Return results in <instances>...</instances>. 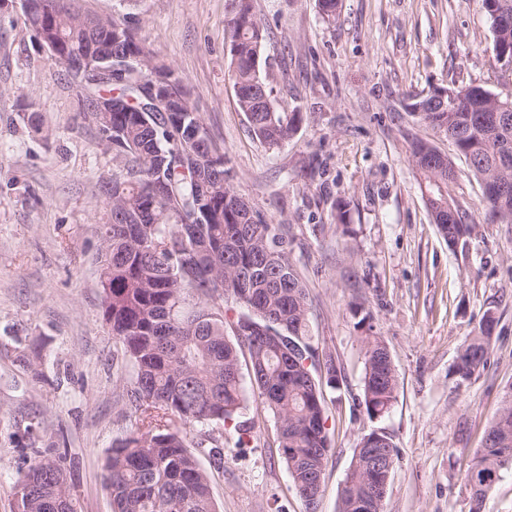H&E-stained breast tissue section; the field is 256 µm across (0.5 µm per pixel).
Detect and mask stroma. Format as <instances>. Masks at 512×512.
Wrapping results in <instances>:
<instances>
[{
	"mask_svg": "<svg viewBox=\"0 0 512 512\" xmlns=\"http://www.w3.org/2000/svg\"><path fill=\"white\" fill-rule=\"evenodd\" d=\"M225 3L80 0L90 14L136 17L192 91L234 187L288 233L313 343L344 377L325 391L332 449L319 512H338L353 452L379 427L398 447L385 512H471L465 471L512 389V224L490 215L464 157L404 97L452 84L499 92L491 21L479 0H340L331 18L317 0H253L268 29L262 70L275 102L304 114L296 137L272 150L236 104ZM78 94L21 9L0 11V512H16L14 487L39 452L61 459L78 512H112L105 460L137 432L126 396L134 368L104 320L96 263L103 187L121 168L78 114ZM415 139L450 156L454 193L478 226L456 250L422 199ZM312 157L311 181L301 170ZM338 198L353 236L331 222ZM357 304L372 329L360 326ZM489 309L500 321L487 363L457 385L450 370ZM370 331L399 376L398 399L378 421L358 404ZM247 416L246 447L228 432L223 459L199 458L218 512H307L259 394Z\"/></svg>",
	"mask_w": 512,
	"mask_h": 512,
	"instance_id": "stroma-1",
	"label": "stroma"
}]
</instances>
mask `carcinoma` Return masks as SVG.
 Wrapping results in <instances>:
<instances>
[{"label": "carcinoma", "instance_id": "1", "mask_svg": "<svg viewBox=\"0 0 512 512\" xmlns=\"http://www.w3.org/2000/svg\"><path fill=\"white\" fill-rule=\"evenodd\" d=\"M77 0H30L23 11L34 40L59 46L55 62L83 55L92 42L112 48L118 57L112 73L67 70L82 83V112L109 98L113 111L92 122L101 143L122 164L125 176L112 180L104 194L108 219L100 226L103 248L97 262L103 289L104 319L134 365L127 397L138 432L112 448L105 464L112 512H217L209 475L195 449L224 459L219 436L197 442L183 433L187 425L221 424L248 434L243 419L247 395L240 365L249 356L251 387L277 419L276 442L301 497L316 503L324 462L330 452L323 385H340L335 358L323 362L325 377L313 375L316 349L309 327L308 291L290 260L288 235L270 224L235 190L230 159L213 146L195 100L187 98V123L199 130L196 146L172 117L152 118L164 108L150 92L153 75L180 86L181 75L161 62L135 22L81 12ZM225 30L230 43L232 79L238 108L251 115L255 136L278 148L297 134L303 113L273 102V87L261 73L266 29L253 0H227ZM407 111L448 137L478 181L483 202L502 224H512V112L494 120L492 112H455L429 94L407 95ZM411 159L420 191L440 235L454 249L474 233L468 212L450 189L456 171L446 154L426 141L411 143ZM216 165L206 204V223L194 221L201 197L196 175ZM333 220L345 236L348 202L332 204ZM232 300L240 311L226 333L224 309L207 303ZM499 323L487 310L474 336L464 344L453 368L458 384L471 379L487 361ZM398 379L383 341L366 337L359 405L371 420L387 416L397 399ZM360 441L340 492L338 512H367L364 502L378 500L384 512L387 467L398 449L389 442L373 462ZM512 468V394L486 430L484 445L466 473L471 500L479 505L502 470ZM16 512H68L71 497L60 464L39 455L17 482Z\"/></svg>", "mask_w": 512, "mask_h": 512}]
</instances>
